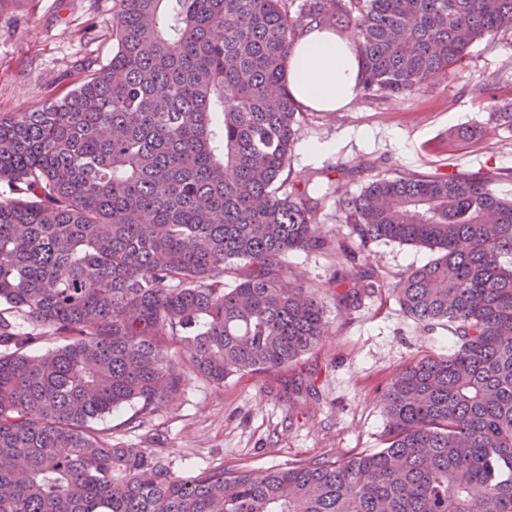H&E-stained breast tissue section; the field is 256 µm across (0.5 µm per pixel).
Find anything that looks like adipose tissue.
<instances>
[{
  "instance_id": "obj_1",
  "label": "adipose tissue",
  "mask_w": 512,
  "mask_h": 512,
  "mask_svg": "<svg viewBox=\"0 0 512 512\" xmlns=\"http://www.w3.org/2000/svg\"><path fill=\"white\" fill-rule=\"evenodd\" d=\"M361 63L349 41L311 26L292 44L286 65V87L303 108L334 112L357 97Z\"/></svg>"
}]
</instances>
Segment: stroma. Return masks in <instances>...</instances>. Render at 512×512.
<instances>
[{
    "mask_svg": "<svg viewBox=\"0 0 512 512\" xmlns=\"http://www.w3.org/2000/svg\"><path fill=\"white\" fill-rule=\"evenodd\" d=\"M112 0H0V114L29 112L60 100L112 56ZM512 92V32L476 42L465 66L405 98L361 95L331 114L308 112L297 132L283 192L298 176L317 175L316 222L339 240L349 238L333 193L356 195L371 181L430 175L449 166L497 175V194L512 199V128L495 126L479 106L481 88ZM486 131L485 143L460 138ZM312 142L327 152L308 153ZM436 254L428 248L379 241L355 261L294 251L288 268L327 309L328 333L296 363L273 373L237 374L215 384L175 354L182 387L169 403L142 415L124 405L95 427L121 448H140L175 474L202 468L285 469L326 458L369 452L383 445V394L395 373L420 357L448 356L455 339L403 315L395 295L383 293L350 308L336 301L343 273L372 268L399 276ZM313 386L290 395L288 385Z\"/></svg>",
    "mask_w": 512,
    "mask_h": 512,
    "instance_id": "35a3bbf8",
    "label": "stroma"
}]
</instances>
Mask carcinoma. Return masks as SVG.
Masks as SVG:
<instances>
[{
  "mask_svg": "<svg viewBox=\"0 0 512 512\" xmlns=\"http://www.w3.org/2000/svg\"><path fill=\"white\" fill-rule=\"evenodd\" d=\"M352 34L360 91L404 98L512 31V0H113L109 62L64 98L0 115V512H512V200L495 175L372 181L338 197L351 245L283 194L304 120L284 83L299 31ZM512 127V97L479 91ZM438 257L389 281L351 271L338 301L382 289L457 347L404 367L384 447L347 460L190 477L93 423L173 398L180 343L221 384L298 361L329 330L293 251L374 241ZM232 281H224V274Z\"/></svg>",
  "mask_w": 512,
  "mask_h": 512,
  "instance_id": "carcinoma-1",
  "label": "carcinoma"
}]
</instances>
